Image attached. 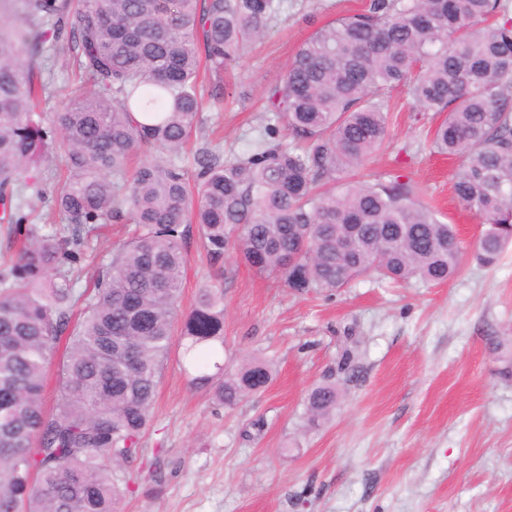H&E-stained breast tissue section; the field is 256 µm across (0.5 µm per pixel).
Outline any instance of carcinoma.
Segmentation results:
<instances>
[{
  "label": "carcinoma",
  "instance_id": "1",
  "mask_svg": "<svg viewBox=\"0 0 512 512\" xmlns=\"http://www.w3.org/2000/svg\"><path fill=\"white\" fill-rule=\"evenodd\" d=\"M284 2L0 0V224L13 248L0 256V512H121L124 466L143 452L175 347L191 386L224 408L271 381L268 360L234 373L215 360L224 289L212 282L174 336L192 231L212 264L235 252L299 294L369 274H458L457 229L416 183L354 179L384 145L393 90L407 88L415 112L445 114L432 144L461 159L453 191L483 225L475 259L493 266L512 245V0H364L299 45L265 93L275 123L261 137L229 158L205 141L195 171L181 163L203 93L225 99L224 70ZM48 44L72 53L90 90L46 125ZM46 201L62 223L34 219ZM112 223L136 233L81 291L75 267ZM359 365L346 345L308 395L309 428Z\"/></svg>",
  "mask_w": 512,
  "mask_h": 512
}]
</instances>
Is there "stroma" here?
<instances>
[{"mask_svg":"<svg viewBox=\"0 0 512 512\" xmlns=\"http://www.w3.org/2000/svg\"><path fill=\"white\" fill-rule=\"evenodd\" d=\"M361 0H286L263 39L225 75L236 93L204 103L205 129L241 151L264 131L265 90L318 27ZM54 91L84 93L69 53L51 56ZM388 137L369 170L410 176L440 221L455 225L466 253L447 283L381 282L367 275L333 294L300 295L234 253L213 269L190 237L181 312L203 281L224 289V363L273 362V377L232 409L191 388L179 350L165 365L144 452L129 471L159 462L161 483L141 482L122 512H512V378L490 341L512 338V249L497 266L471 257L481 220L452 193L455 162L430 150L440 115L390 101ZM351 332L362 371L343 385L319 431L304 429L308 393L323 382Z\"/></svg>","mask_w":512,"mask_h":512,"instance_id":"obj_1","label":"stroma"}]
</instances>
